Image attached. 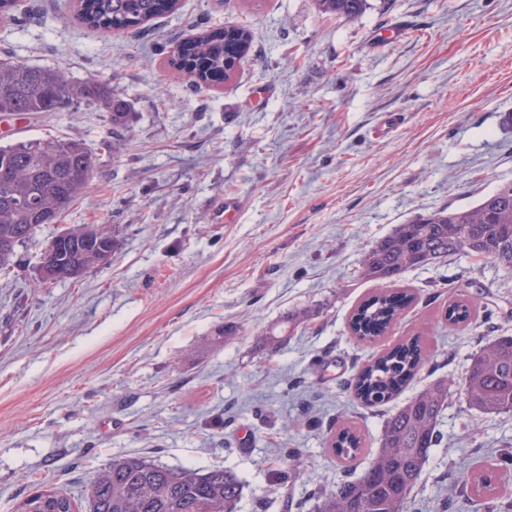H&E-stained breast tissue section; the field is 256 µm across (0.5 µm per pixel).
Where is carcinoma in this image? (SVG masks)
Masks as SVG:
<instances>
[{"label": "carcinoma", "instance_id": "cac0c4a2", "mask_svg": "<svg viewBox=\"0 0 512 512\" xmlns=\"http://www.w3.org/2000/svg\"><path fill=\"white\" fill-rule=\"evenodd\" d=\"M319 13L355 20L368 0H315ZM85 14L93 28L136 31L171 10L170 0H86ZM251 32L245 26L216 29L178 46L172 65H190L206 72H225L226 60H241ZM100 105L112 127L127 123L128 113L112 91L96 82L74 83L66 69L24 63L0 64V112H59L73 105ZM94 161L74 138H24L0 145V272L13 266L17 248L35 235V225L52 224L91 180ZM105 239L84 237L82 227L70 238H53L44 247L47 257L70 278L97 264L96 255L118 245L112 225ZM463 253L493 263L512 277V182L500 185L473 207L442 208L397 225L365 255L361 275L381 284L395 283L409 270L443 263ZM407 291L380 289L356 309L350 332L371 342L385 335L412 302ZM475 304L461 298L448 304L445 318L452 324L471 320ZM428 360L421 338L415 336L363 365L351 388L367 405L384 403L424 367ZM462 392L467 405L486 414L512 412V336H498L476 353L467 368ZM451 397L450 384L433 383L387 416L379 448L357 477L316 496L314 512H403L419 482L432 448L438 442L442 412ZM362 439L349 425L331 438L343 461L355 459ZM473 512H496L491 481L472 475ZM243 484L224 468H172L144 456H125L97 470L86 488L90 512H236ZM15 512H80L77 499L49 481L22 500Z\"/></svg>", "mask_w": 512, "mask_h": 512}]
</instances>
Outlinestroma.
Returning <instances> with one entry per match:
<instances>
[{
	"label": "stroma",
	"mask_w": 512,
	"mask_h": 512,
	"mask_svg": "<svg viewBox=\"0 0 512 512\" xmlns=\"http://www.w3.org/2000/svg\"><path fill=\"white\" fill-rule=\"evenodd\" d=\"M240 24L251 44L227 79L195 85L171 66L186 39ZM1 58L107 85L130 121L115 132L85 106L0 113V144L71 137L95 159L0 274V512L40 480L83 499L127 455L234 471L237 512H311L315 493L364 470L388 412L512 336V279L463 254L404 275L415 300L378 343L348 330L376 242L512 181V0H369L352 21L313 0H178L134 34L86 26L72 0H16ZM101 222L119 239L110 262L43 282L44 243ZM457 285L479 308L467 326L443 317ZM303 309L305 330L265 341ZM415 335L429 363L387 404L355 399L358 370ZM344 421L363 444L348 463L328 443ZM295 452L303 465L280 487ZM511 455L512 413L454 394L405 512H472L478 471L511 500L512 468L495 465Z\"/></svg>",
	"instance_id": "35a3bbf8"
}]
</instances>
